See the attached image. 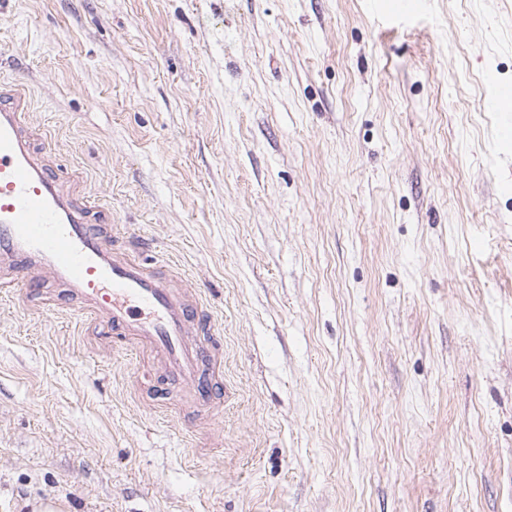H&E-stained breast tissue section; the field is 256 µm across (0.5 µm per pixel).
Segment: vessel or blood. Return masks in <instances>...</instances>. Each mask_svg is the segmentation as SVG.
Masks as SVG:
<instances>
[{"label": "vessel or blood", "instance_id": "b4317fda", "mask_svg": "<svg viewBox=\"0 0 512 512\" xmlns=\"http://www.w3.org/2000/svg\"><path fill=\"white\" fill-rule=\"evenodd\" d=\"M32 99L0 83V289L25 297L45 284L63 291L81 316L130 347H143L210 401L224 373V352L200 290L181 283L178 266L150 261L135 245L111 243L92 199L76 202L54 159L37 152L27 115ZM210 353L211 371L198 362Z\"/></svg>", "mask_w": 512, "mask_h": 512}]
</instances>
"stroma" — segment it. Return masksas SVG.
<instances>
[{"mask_svg": "<svg viewBox=\"0 0 512 512\" xmlns=\"http://www.w3.org/2000/svg\"><path fill=\"white\" fill-rule=\"evenodd\" d=\"M0 0V80L196 283L211 403L0 294V512H512V0Z\"/></svg>", "mask_w": 512, "mask_h": 512, "instance_id": "35a3bbf8", "label": "stroma"}]
</instances>
